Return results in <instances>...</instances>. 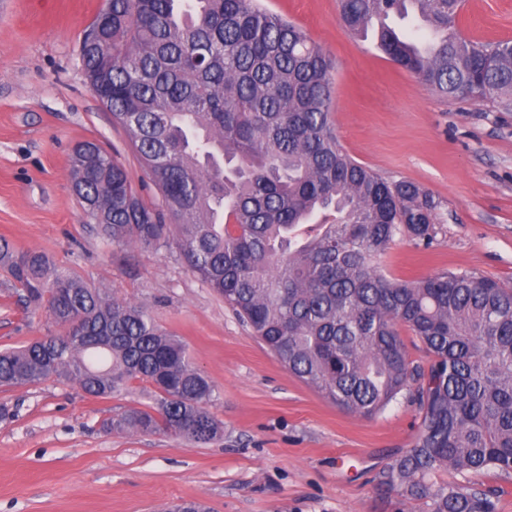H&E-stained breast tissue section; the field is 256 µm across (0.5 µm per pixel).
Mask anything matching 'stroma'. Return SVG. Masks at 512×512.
<instances>
[{"label": "stroma", "instance_id": "obj_1", "mask_svg": "<svg viewBox=\"0 0 512 512\" xmlns=\"http://www.w3.org/2000/svg\"><path fill=\"white\" fill-rule=\"evenodd\" d=\"M105 0H0V239L45 252L95 288L144 306L188 346L216 386L221 439L117 433L103 419L150 405L148 384L108 399L57 378L0 388V512H427L379 488L378 472L410 448L417 408L399 396L364 418L326 399L277 357L184 263L176 248L104 243L71 189L73 146L93 139L133 178L137 155L94 96L79 57ZM334 62L332 119L342 146L382 177L407 179L438 202L436 241L396 238L390 278L471 271L512 288V111L447 99L354 36L337 0H261ZM467 38L512 41V0H464ZM0 270V347L47 335Z\"/></svg>", "mask_w": 512, "mask_h": 512}]
</instances>
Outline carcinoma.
Segmentation results:
<instances>
[{
  "label": "carcinoma",
  "mask_w": 512,
  "mask_h": 512,
  "mask_svg": "<svg viewBox=\"0 0 512 512\" xmlns=\"http://www.w3.org/2000/svg\"><path fill=\"white\" fill-rule=\"evenodd\" d=\"M82 46L90 88L128 134L142 186L95 140L72 150L87 223L114 248L184 262L290 373L340 408L372 418L414 389L421 426L377 475L429 499L428 512H497L474 477L512 476V289L473 272L387 277L396 237L436 240L437 204L342 147L331 119L333 65L298 27L257 0H109ZM461 0H341V24L440 95L512 105V42L457 29ZM409 18L410 32L389 24ZM20 301L61 332L0 350V386L52 376L108 398L131 382L155 407H129L110 431L223 436L213 383L186 344L142 306L92 288L36 250L0 240ZM427 350L409 360L401 331ZM457 475L445 480L441 475Z\"/></svg>",
  "instance_id": "1"
}]
</instances>
